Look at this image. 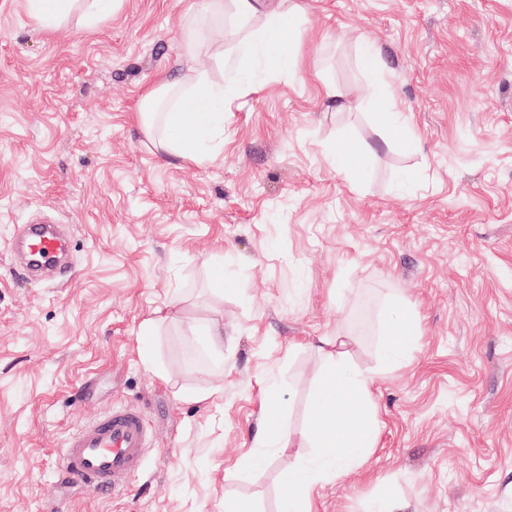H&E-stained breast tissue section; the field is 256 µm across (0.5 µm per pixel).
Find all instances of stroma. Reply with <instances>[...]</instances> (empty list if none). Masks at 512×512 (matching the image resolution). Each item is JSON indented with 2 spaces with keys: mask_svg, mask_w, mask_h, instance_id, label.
Returning a JSON list of instances; mask_svg holds the SVG:
<instances>
[{
  "mask_svg": "<svg viewBox=\"0 0 512 512\" xmlns=\"http://www.w3.org/2000/svg\"><path fill=\"white\" fill-rule=\"evenodd\" d=\"M201 2L121 0L44 32L26 0H0V512H279L281 472L314 454L321 338L372 376L379 440L314 488L313 512H512V0H284L299 70L243 84L218 63L240 40L213 19L184 56ZM366 41L383 105L362 96ZM162 70L223 83V162L178 163L143 135L134 109ZM386 107L408 127L383 125ZM345 144L361 173L334 164ZM43 219L72 241L52 280L8 250ZM215 309L218 352L201 336ZM396 312L421 337L389 366ZM114 405L142 411L152 449L100 497L60 480V448ZM266 405L290 440L238 480Z\"/></svg>",
  "mask_w": 512,
  "mask_h": 512,
  "instance_id": "35a3bbf8",
  "label": "stroma"
}]
</instances>
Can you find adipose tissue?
<instances>
[{
  "mask_svg": "<svg viewBox=\"0 0 512 512\" xmlns=\"http://www.w3.org/2000/svg\"><path fill=\"white\" fill-rule=\"evenodd\" d=\"M28 14L44 31L55 30L71 11H78L85 23L100 21L113 7V0H27ZM231 12L234 23L263 14L258 36L245 39L237 56L227 66L238 75L249 73L255 58L271 60L278 72H297L292 49L293 16L274 0H204L203 14L223 16ZM224 87L204 72L192 81L162 78L147 90L138 106V118L145 135L167 156L195 165H212L224 158ZM326 383L315 392V418L309 438L317 453L304 465L280 476L285 490L281 512H309L312 491L321 482L345 476L374 448L377 421L368 406L372 379L352 372L341 352L324 351ZM281 420L267 416L254 435L256 453L240 463L237 476L249 479L266 464V449H273L287 437Z\"/></svg>",
  "mask_w": 512,
  "mask_h": 512,
  "instance_id": "1",
  "label": "adipose tissue"
}]
</instances>
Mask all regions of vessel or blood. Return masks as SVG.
Here are the masks:
<instances>
[{"label":"vessel or blood","mask_w":512,"mask_h":512,"mask_svg":"<svg viewBox=\"0 0 512 512\" xmlns=\"http://www.w3.org/2000/svg\"><path fill=\"white\" fill-rule=\"evenodd\" d=\"M68 245L67 234L58 226H27L21 247L29 274L40 277L59 270ZM149 451V433L141 413L115 406L64 439L63 472L73 482L104 495L126 488L142 470Z\"/></svg>","instance_id":"1"}]
</instances>
